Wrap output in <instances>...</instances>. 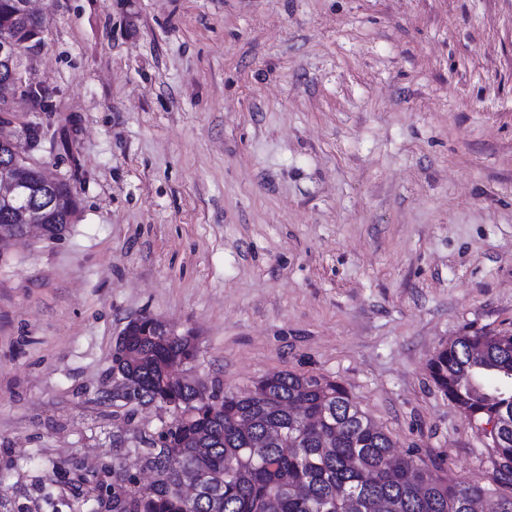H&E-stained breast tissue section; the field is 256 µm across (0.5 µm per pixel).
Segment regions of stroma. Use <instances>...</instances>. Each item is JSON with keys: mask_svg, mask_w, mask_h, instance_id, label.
<instances>
[{"mask_svg": "<svg viewBox=\"0 0 512 512\" xmlns=\"http://www.w3.org/2000/svg\"><path fill=\"white\" fill-rule=\"evenodd\" d=\"M11 114L80 212L0 250V512H54L169 413L112 398L148 313L190 376L322 375L512 495L428 361L512 333V0H35Z\"/></svg>", "mask_w": 512, "mask_h": 512, "instance_id": "35a3bbf8", "label": "stroma"}]
</instances>
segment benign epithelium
<instances>
[{"mask_svg": "<svg viewBox=\"0 0 512 512\" xmlns=\"http://www.w3.org/2000/svg\"><path fill=\"white\" fill-rule=\"evenodd\" d=\"M14 28L0 37V58H18L20 45L42 41L45 20L31 8V0H15ZM10 87L0 92V145L8 148L9 157L0 163V205L11 212V223L0 226V243L15 241L37 231L49 240L62 238L77 213L74 194L67 192L66 181L28 157L16 136L3 129L5 116L13 111L20 89L18 71L11 72ZM149 323L158 336H175L176 330L166 321L150 314L138 316L135 323Z\"/></svg>", "mask_w": 512, "mask_h": 512, "instance_id": "1", "label": "benign epithelium"}]
</instances>
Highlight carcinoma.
I'll return each instance as SVG.
<instances>
[{"instance_id": "obj_1", "label": "carcinoma", "mask_w": 512, "mask_h": 512, "mask_svg": "<svg viewBox=\"0 0 512 512\" xmlns=\"http://www.w3.org/2000/svg\"><path fill=\"white\" fill-rule=\"evenodd\" d=\"M192 336L129 338L127 351L113 357L121 386L164 406L180 400L182 412L159 435L167 443L139 457L153 474L143 486L126 468L138 448L115 439L112 512H472L483 500L489 512H512V496L460 478H450L411 450L394 452L391 438L352 402L344 386L318 375L278 373L255 382L245 396L216 393L200 403L197 383L171 382L167 362H191ZM431 377L448 400L473 420H498L491 448L499 466L512 474V335L466 333L439 349L429 362ZM300 403L322 419L313 427L287 407ZM199 480L195 497L182 495L181 477Z\"/></svg>"}]
</instances>
